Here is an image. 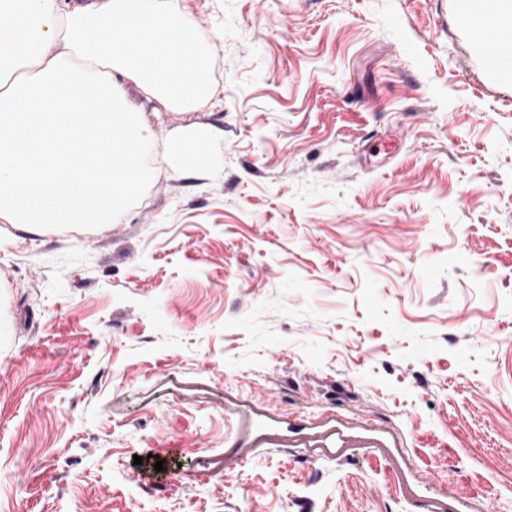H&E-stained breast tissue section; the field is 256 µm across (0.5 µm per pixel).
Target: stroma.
I'll return each mask as SVG.
<instances>
[{
	"label": "stroma",
	"mask_w": 512,
	"mask_h": 512,
	"mask_svg": "<svg viewBox=\"0 0 512 512\" xmlns=\"http://www.w3.org/2000/svg\"><path fill=\"white\" fill-rule=\"evenodd\" d=\"M184 5L221 92L128 210L0 223V512H512V79L461 0ZM218 136L219 132L211 126L186 124L179 127L165 145L170 169L187 175L208 172L214 164L209 146Z\"/></svg>",
	"instance_id": "obj_1"
}]
</instances>
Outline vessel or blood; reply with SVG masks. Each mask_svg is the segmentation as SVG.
<instances>
[{
  "label": "vessel or blood",
  "mask_w": 512,
  "mask_h": 512,
  "mask_svg": "<svg viewBox=\"0 0 512 512\" xmlns=\"http://www.w3.org/2000/svg\"><path fill=\"white\" fill-rule=\"evenodd\" d=\"M463 28L481 45L488 68L512 62V20L502 16L497 0H483L481 7L460 10Z\"/></svg>",
  "instance_id": "vessel-or-blood-1"
}]
</instances>
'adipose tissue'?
Instances as JSON below:
<instances>
[{"label": "adipose tissue", "instance_id": "adipose-tissue-1", "mask_svg": "<svg viewBox=\"0 0 512 512\" xmlns=\"http://www.w3.org/2000/svg\"><path fill=\"white\" fill-rule=\"evenodd\" d=\"M209 54L183 0H0V222L45 234L127 211L149 175L154 118L126 87L197 111L220 93ZM218 136L179 127L170 169L208 172Z\"/></svg>", "mask_w": 512, "mask_h": 512}]
</instances>
